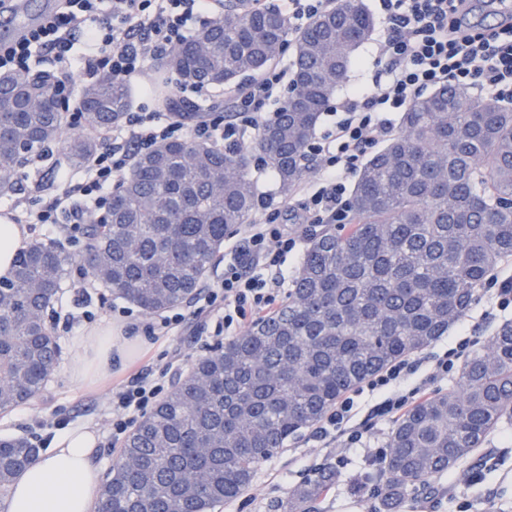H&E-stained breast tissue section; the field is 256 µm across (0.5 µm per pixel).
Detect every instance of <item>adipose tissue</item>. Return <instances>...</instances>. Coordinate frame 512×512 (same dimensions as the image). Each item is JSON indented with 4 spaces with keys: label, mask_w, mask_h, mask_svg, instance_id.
Here are the masks:
<instances>
[{
    "label": "adipose tissue",
    "mask_w": 512,
    "mask_h": 512,
    "mask_svg": "<svg viewBox=\"0 0 512 512\" xmlns=\"http://www.w3.org/2000/svg\"><path fill=\"white\" fill-rule=\"evenodd\" d=\"M96 445V434L86 427L55 439L11 484L7 512H96L101 483L92 463Z\"/></svg>",
    "instance_id": "obj_1"
}]
</instances>
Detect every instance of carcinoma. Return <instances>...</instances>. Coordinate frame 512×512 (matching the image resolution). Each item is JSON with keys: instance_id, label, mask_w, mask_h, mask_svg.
I'll use <instances>...</instances> for the list:
<instances>
[{"instance_id": "cac0c4a2", "label": "carcinoma", "mask_w": 512, "mask_h": 512, "mask_svg": "<svg viewBox=\"0 0 512 512\" xmlns=\"http://www.w3.org/2000/svg\"><path fill=\"white\" fill-rule=\"evenodd\" d=\"M375 20L364 0H336L300 32L275 7L224 0V17L161 63L183 85L222 87L260 74L293 41L290 92L254 141L233 151L192 139L139 154L112 195V222L86 224L91 276L148 314L192 300L229 230L250 222L254 154L285 188L305 174L322 112ZM21 94L0 95V183L30 150L58 140L64 117L24 103L49 99L51 75L10 74ZM83 123L108 131L131 107L111 78L83 86ZM98 141L70 139L63 158L83 166ZM512 258V108L443 86L411 102L398 130L362 165L343 224L307 239L288 298L245 331L195 359L125 435L100 488L98 512H215L251 485L288 439L316 425L373 375L441 337L477 290ZM76 257L36 240L0 286V410L24 405L54 373L59 338L46 325ZM512 424V320L467 358L457 386L406 411L391 432L374 512H401L409 496L469 459ZM37 460L26 438H0V492ZM336 469L288 491L277 512H321Z\"/></svg>"}]
</instances>
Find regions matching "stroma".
Here are the masks:
<instances>
[{"label":"stroma","mask_w":512,"mask_h":512,"mask_svg":"<svg viewBox=\"0 0 512 512\" xmlns=\"http://www.w3.org/2000/svg\"><path fill=\"white\" fill-rule=\"evenodd\" d=\"M77 131L63 127L60 140L52 146L51 157L38 166H26L27 176L13 187L14 194L27 197L36 192L53 194L63 186L67 172L61 161L65 140ZM82 284L75 272H68L66 286L58 301L46 312V321L59 338L60 356L57 368L44 391L28 404L8 412H0V437L24 436L37 448L50 447L54 438L66 430L89 426L99 439L95 454L102 472L112 466V397L137 373L156 378L162 373L185 372L191 363L207 350L216 313L205 297L178 306L183 322L157 339H148L144 327L153 317L133 305L114 298L105 288L94 290L88 305L75 307L73 293ZM506 320H512V309H496L486 296H478L462 326L453 327L441 337L431 352H443L452 337L461 331H475L480 347H487L493 331ZM122 327L131 344L125 359H113L106 378L96 382H76L69 368L83 352L82 337L91 327ZM376 399L363 397L352 424L361 431L359 443L346 438L316 437L306 430L291 439L288 445L264 463L257 471L250 488L236 500L222 507L221 512H274V506L288 490L311 477L318 468L331 466L336 470V484L321 504V512H371L372 498L365 487L376 474L373 457L386 449L393 427L390 419L373 417ZM442 493L437 500L412 497L403 512H512V425L493 432L472 459L441 478Z\"/></svg>","instance_id":"35a3bbf8"}]
</instances>
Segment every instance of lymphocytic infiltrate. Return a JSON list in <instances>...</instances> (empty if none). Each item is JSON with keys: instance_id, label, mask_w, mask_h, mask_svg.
Returning a JSON list of instances; mask_svg holds the SVG:
<instances>
[{"instance_id": "lymphocytic-infiltrate-1", "label": "lymphocytic infiltrate", "mask_w": 512, "mask_h": 512, "mask_svg": "<svg viewBox=\"0 0 512 512\" xmlns=\"http://www.w3.org/2000/svg\"><path fill=\"white\" fill-rule=\"evenodd\" d=\"M56 10L41 24L10 44H0V74L29 70L37 52L52 55L62 68H79L86 79L109 77L123 82L140 75L148 63L163 59L170 49L191 35L194 19L217 17L224 0H57ZM387 28L380 57L373 62V89L346 96L335 109V120L311 143L322 161V175L302 188L299 207L309 227L332 224L344 212L347 174L353 173L368 148L393 132L392 113L406 108L427 89L443 84L462 86L512 105V14L495 27H478L468 20L470 0H377ZM87 34L97 49L77 52L78 34ZM285 73L273 65L248 84L232 90L241 123L211 118L192 130L195 139L222 149L242 146L252 132L270 120L271 100ZM184 128L157 109L139 106L125 123L100 135L97 152L83 169L66 178L61 192L49 200H32L26 210L31 224L78 225L85 210L102 205L118 186L131 161L155 144L180 137ZM273 198L264 197L250 223L230 250L224 276L209 290V302H222L219 332L234 335L249 319L269 308L281 296L288 277L284 261L299 238L278 221ZM478 339L459 338L436 358L425 382L410 379L422 367L419 359H401L370 378L337 402L325 416L321 436L347 433L355 400L379 393L375 416L403 414L426 394L428 383L448 377L457 361L467 357ZM162 383L133 376L116 394L121 418L112 423L113 440H121L136 416L142 415L163 393Z\"/></svg>"}]
</instances>
